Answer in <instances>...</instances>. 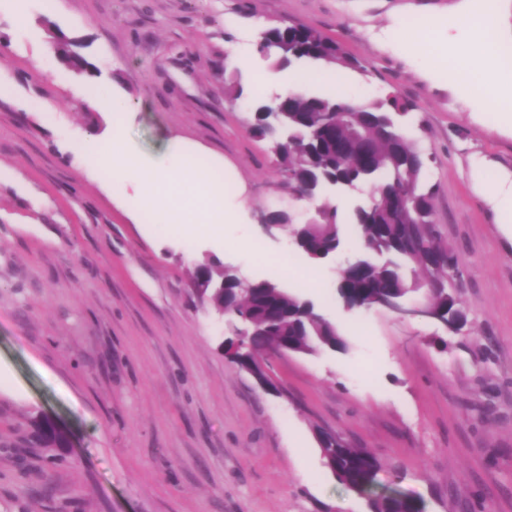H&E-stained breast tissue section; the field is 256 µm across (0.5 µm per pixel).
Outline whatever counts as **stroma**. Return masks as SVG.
<instances>
[{
  "label": "stroma",
  "instance_id": "35a3bbf8",
  "mask_svg": "<svg viewBox=\"0 0 512 512\" xmlns=\"http://www.w3.org/2000/svg\"><path fill=\"white\" fill-rule=\"evenodd\" d=\"M469 0H27L29 27L0 15V512H368L326 465L318 432L339 435L382 463L423 512H512V241L470 181L512 172V131L477 114L459 85L424 72L413 31L396 20L454 22ZM272 24L313 28L357 57L343 71L355 101L385 93L412 104L407 135L429 157L434 220L464 260L452 286L467 324L345 310L340 268L311 264L288 229L264 235L271 213L314 214L282 183L252 112L230 105L224 80H252ZM94 73L72 69L55 44ZM52 53H45V45ZM127 101L126 133L145 152L175 139L207 149L238 195L243 221L223 243L185 237L151 212L133 222L79 163L111 131L108 114L71 97ZM52 101L56 111H43ZM295 258L276 274L346 336L344 352L259 350L276 392L224 355L231 329L199 298V266L263 278L257 255ZM40 410L70 438L64 464L28 447Z\"/></svg>",
  "mask_w": 512,
  "mask_h": 512
}]
</instances>
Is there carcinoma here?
<instances>
[{"label":"carcinoma","instance_id":"obj_1","mask_svg":"<svg viewBox=\"0 0 512 512\" xmlns=\"http://www.w3.org/2000/svg\"><path fill=\"white\" fill-rule=\"evenodd\" d=\"M267 32L268 39L259 54L276 70L296 62L335 70L362 68L360 61L339 43L310 27L277 24L268 27ZM343 102L345 99L336 92L269 97L253 107L249 131L259 139L276 136L277 128L266 125L262 113L278 112L281 125L292 136L291 145L276 156L282 173L303 185L315 175L357 176L378 188L374 200L354 209L351 215L358 248L372 259L357 269H342L337 287L371 303L384 295L404 298L417 288L428 287L433 280L438 287L429 297L434 309L446 320L464 316L460 303L448 291V269L462 267L463 259L442 241L434 221L435 186L426 179V164L416 161L421 151L397 121V116L412 107L390 93L356 105L351 112L337 111ZM330 128L345 133L357 128L369 136L365 162L359 160L355 136L348 138L343 152L332 149L325 137ZM340 232L338 211H323V216L306 229L309 252L328 250L341 240ZM222 278L224 272L203 266L196 272V286L217 306L253 319L264 332L259 347L276 348L288 339L307 354L328 344L346 348V340L332 323L306 310L300 292L260 288L234 305L224 299V294L208 289V284ZM27 425L30 445L53 451L69 446L67 435L41 412L31 413ZM321 452L341 484L366 496L369 512H422L416 500L379 484L382 464L366 450L332 437Z\"/></svg>","mask_w":512,"mask_h":512}]
</instances>
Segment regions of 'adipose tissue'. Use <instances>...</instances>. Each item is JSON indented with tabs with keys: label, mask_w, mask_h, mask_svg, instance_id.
I'll return each instance as SVG.
<instances>
[{
	"label": "adipose tissue",
	"mask_w": 512,
	"mask_h": 512,
	"mask_svg": "<svg viewBox=\"0 0 512 512\" xmlns=\"http://www.w3.org/2000/svg\"><path fill=\"white\" fill-rule=\"evenodd\" d=\"M457 24L462 36L449 37L443 46L436 38V22L417 19L418 36L428 50L427 63L446 70L460 83L466 97L490 109L494 123L512 128V57L500 50L498 0H473L471 10ZM319 81L332 84L336 76L317 68L298 71L287 78L273 69L261 70L254 76L257 90L274 88L283 95L303 91ZM473 180L475 189L497 213L505 234L512 237V172L488 185L483 179V167L478 164L473 168Z\"/></svg>",
	"instance_id": "adipose-tissue-1"
}]
</instances>
